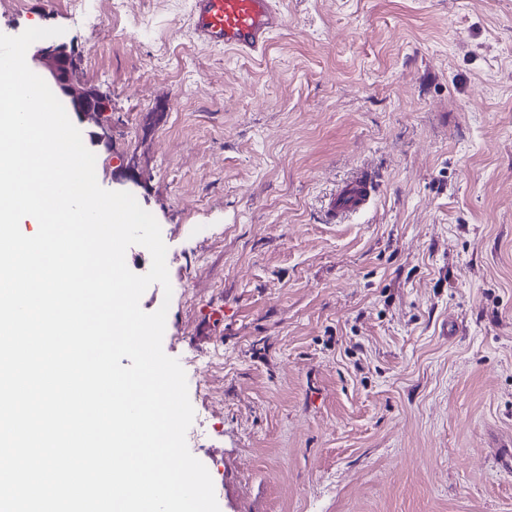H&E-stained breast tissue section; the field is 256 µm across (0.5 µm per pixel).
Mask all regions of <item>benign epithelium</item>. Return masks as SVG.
Wrapping results in <instances>:
<instances>
[{"label":"benign epithelium","instance_id":"obj_1","mask_svg":"<svg viewBox=\"0 0 512 512\" xmlns=\"http://www.w3.org/2000/svg\"><path fill=\"white\" fill-rule=\"evenodd\" d=\"M35 65L48 72L58 94L69 100L81 121L92 120L104 110L103 100L91 88H79L72 79L73 47L67 42L38 46L32 51Z\"/></svg>","mask_w":512,"mask_h":512}]
</instances>
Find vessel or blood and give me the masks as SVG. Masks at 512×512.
<instances>
[{
  "instance_id": "obj_1",
  "label": "vessel or blood",
  "mask_w": 512,
  "mask_h": 512,
  "mask_svg": "<svg viewBox=\"0 0 512 512\" xmlns=\"http://www.w3.org/2000/svg\"><path fill=\"white\" fill-rule=\"evenodd\" d=\"M190 18L194 35L203 43L223 45L259 60L264 57L275 34L286 24L276 0H191ZM372 185L364 176L344 183L332 198L328 214L365 209L371 200Z\"/></svg>"
}]
</instances>
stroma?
Listing matches in <instances>:
<instances>
[{
    "mask_svg": "<svg viewBox=\"0 0 512 512\" xmlns=\"http://www.w3.org/2000/svg\"><path fill=\"white\" fill-rule=\"evenodd\" d=\"M112 2L0 0V33L63 28L107 100L79 129L161 227L140 307L220 512H512V0H280L259 64L189 0ZM371 194V181L366 176L344 183L329 204V219L336 220L343 214L365 209L370 203Z\"/></svg>",
    "mask_w": 512,
    "mask_h": 512,
    "instance_id": "stroma-1",
    "label": "stroma"
}]
</instances>
